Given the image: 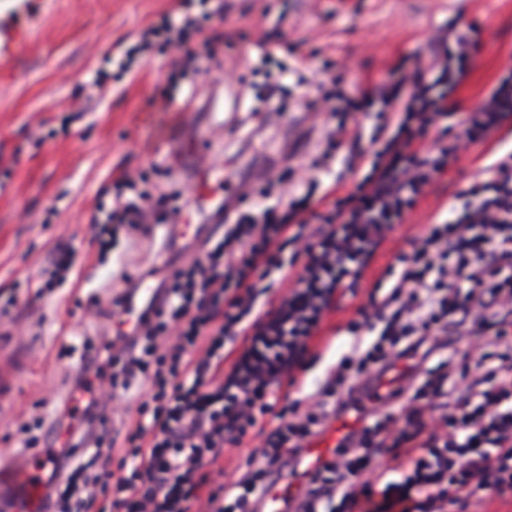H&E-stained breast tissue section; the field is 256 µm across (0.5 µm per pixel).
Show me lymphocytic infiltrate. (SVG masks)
<instances>
[{
    "label": "lymphocytic infiltrate",
    "mask_w": 512,
    "mask_h": 512,
    "mask_svg": "<svg viewBox=\"0 0 512 512\" xmlns=\"http://www.w3.org/2000/svg\"><path fill=\"white\" fill-rule=\"evenodd\" d=\"M199 35L190 19L161 15L140 34L146 50L175 47L181 71L200 58L188 43ZM478 29L436 31L434 60L455 65L465 81ZM445 85L413 82L401 98L405 117L377 113L395 126L378 159L327 211L310 196H291L284 217L245 222L234 196L222 197L224 240L191 268L172 249L171 276L157 298H180L175 325L143 303L134 325L116 326L109 355L87 353L73 387L90 392L83 414L110 416L112 386L129 389L150 378L155 406L150 426L135 424L124 438L131 470L119 475L103 458L101 434L85 431L81 446L59 449L48 469L42 512H259L265 489L295 474L300 454L332 422L354 413L359 425L334 454L306 477L289 512H317L340 502L344 512H484L512 495V149L495 151L462 206L410 240L383 272L388 292L369 300L346 325L354 341L313 390L290 398L289 388L319 354L325 315L353 290L369 260L430 183L458 159L459 150L512 126V69L477 107L461 112ZM459 114L455 143L424 151L430 127ZM191 205L166 213L128 201L112 212L116 225L145 232L150 224L181 222ZM303 269L277 300H266L271 275L285 263ZM157 301V302H158ZM379 331L378 341L367 333ZM224 357H217V350ZM405 364L393 399L365 405L383 374ZM193 387H185V378ZM257 441L245 473L214 481L224 448ZM396 461L395 476L375 465Z\"/></svg>",
    "instance_id": "f902f5d3"
}]
</instances>
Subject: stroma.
<instances>
[{"label":"stroma","instance_id":"stroma-1","mask_svg":"<svg viewBox=\"0 0 512 512\" xmlns=\"http://www.w3.org/2000/svg\"><path fill=\"white\" fill-rule=\"evenodd\" d=\"M173 5L174 0H42L27 20L30 38L17 72L0 76V290L20 287L16 306L0 312V325L33 345L18 392L0 401V451H26L21 425L38 416L53 419L72 391L86 346L103 345L95 307L109 306L124 278L158 269L165 225H153L146 236L119 235L105 255L92 242L90 219L108 211L116 194L161 197L165 211L183 205V198L162 193L183 186L179 159L197 141L204 162L237 176H253L270 165L282 171V186L268 198L241 204L242 212L257 218L268 206L285 209L283 185L304 181L319 197L335 182H350L353 150L364 151L370 163L389 139L371 118L387 108L377 96L359 120L356 147L333 152L321 174H285L282 151L300 165L326 149L325 128L304 119L302 111L318 101V84L331 76L342 77L358 99L365 88L393 83L394 65L407 56L434 82L427 43L435 30L451 32L463 23L480 29L469 76L456 92L463 110H471L512 68V0H191L187 12L206 15L207 36L220 41L225 34H241L223 68L206 63L194 81L175 80L171 54L143 52L120 74L122 48L133 46L138 32ZM265 37L298 42L300 49L281 79V111L256 115L246 106L267 93L253 61ZM167 89L178 101L193 92L201 112L192 126L183 127L178 113L160 111L158 98ZM494 147L487 141L462 151L395 225L364 271L356 296L327 317L328 348L304 375L306 388L322 381L328 366L348 351L352 338L344 326L369 290L386 295L377 281L393 254L456 203ZM59 246L71 251L73 269L52 293L35 297L26 285Z\"/></svg>","mask_w":512,"mask_h":512}]
</instances>
